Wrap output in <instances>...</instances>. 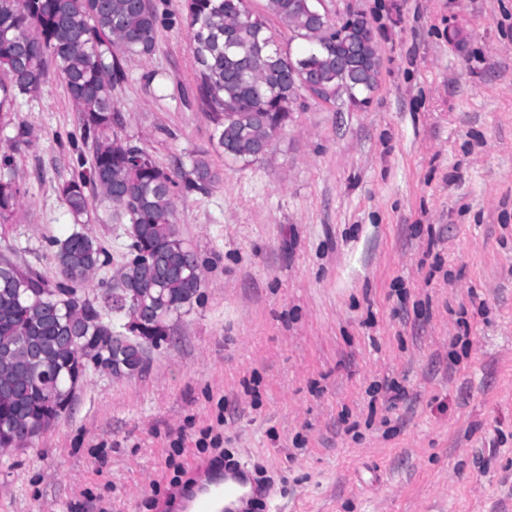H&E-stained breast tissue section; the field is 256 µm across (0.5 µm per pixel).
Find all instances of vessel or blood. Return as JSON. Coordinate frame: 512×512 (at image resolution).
Instances as JSON below:
<instances>
[{
	"label": "vessel or blood",
	"mask_w": 512,
	"mask_h": 512,
	"mask_svg": "<svg viewBox=\"0 0 512 512\" xmlns=\"http://www.w3.org/2000/svg\"><path fill=\"white\" fill-rule=\"evenodd\" d=\"M252 484L245 467L202 465L196 469L194 484L181 493L179 505L185 512H221L223 504L240 500Z\"/></svg>",
	"instance_id": "vessel-or-blood-1"
}]
</instances>
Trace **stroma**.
<instances>
[{
  "label": "stroma",
  "instance_id": "stroma-1",
  "mask_svg": "<svg viewBox=\"0 0 512 512\" xmlns=\"http://www.w3.org/2000/svg\"><path fill=\"white\" fill-rule=\"evenodd\" d=\"M152 2L118 134L164 170L201 152L217 172L174 189L205 287L142 372L90 369L55 426L0 455V512H176L216 457L195 446L208 427L271 478L250 512H512V0H324L333 23L370 21L378 83L359 107L298 95L249 164L216 145L184 0ZM10 118L21 199L0 246L54 279L82 114L53 74ZM89 201L108 279L128 219Z\"/></svg>",
  "mask_w": 512,
  "mask_h": 512
}]
</instances>
